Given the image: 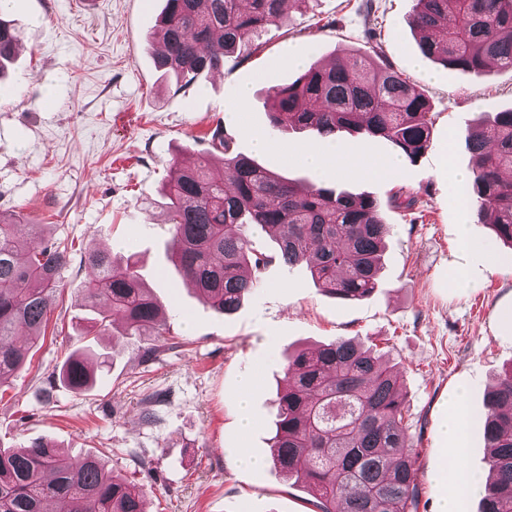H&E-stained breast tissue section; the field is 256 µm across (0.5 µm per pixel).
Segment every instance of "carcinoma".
Returning a JSON list of instances; mask_svg holds the SVG:
<instances>
[{"mask_svg": "<svg viewBox=\"0 0 512 512\" xmlns=\"http://www.w3.org/2000/svg\"><path fill=\"white\" fill-rule=\"evenodd\" d=\"M311 0H165L155 65L188 85L219 69L224 57L259 40L289 3ZM410 15L421 52L444 65L481 75L496 64L512 69V0H413ZM18 32L0 17V77L18 48ZM272 134L309 130L334 140L343 133L380 138L409 161L427 148L434 114L424 94L381 54L358 53L325 66L312 63L295 81L271 90ZM224 169L205 159L176 165L165 183L172 255L185 280L214 311L236 312L261 287L260 274L278 261L303 266L326 294L361 300L378 287L382 245L390 226L369 195L283 178L232 148ZM470 199L478 222L512 247V108L467 129ZM272 234L277 249L257 253L244 228ZM49 225L0 212V384L21 373L26 350L46 328L50 304L70 260L65 244H41ZM36 243L19 257V241ZM81 263L85 299L107 314L87 332L119 325L125 336H161L162 305L132 258L93 245ZM46 381L83 390L95 377L90 358L74 354ZM400 377L386 353L337 338L286 358L270 458L282 474L303 480L320 512H418L411 438ZM483 435L493 481L480 512H512V366L487 393ZM0 512H145L143 487L88 456L75 462L61 446L36 439L0 449Z\"/></svg>", "mask_w": 512, "mask_h": 512, "instance_id": "obj_1", "label": "carcinoma"}]
</instances>
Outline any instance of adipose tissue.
<instances>
[{"label":"adipose tissue","mask_w":512,"mask_h":512,"mask_svg":"<svg viewBox=\"0 0 512 512\" xmlns=\"http://www.w3.org/2000/svg\"><path fill=\"white\" fill-rule=\"evenodd\" d=\"M293 160L324 173L336 174H365L383 176L395 171L399 163L395 160L384 161L374 166L367 163L365 157L349 152L342 144L302 146L292 153ZM451 415L444 420L438 430L440 441H452L448 459L442 460L433 475L440 485H452L449 495L443 496L439 512H465L467 500L483 491L490 478L489 472H471L464 464L466 448L462 440V432L470 419L463 392H454L449 398Z\"/></svg>","instance_id":"obj_1"}]
</instances>
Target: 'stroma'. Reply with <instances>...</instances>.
I'll use <instances>...</instances> for the list:
<instances>
[{
	"instance_id": "1",
	"label": "stroma",
	"mask_w": 512,
	"mask_h": 512,
	"mask_svg": "<svg viewBox=\"0 0 512 512\" xmlns=\"http://www.w3.org/2000/svg\"><path fill=\"white\" fill-rule=\"evenodd\" d=\"M359 4L316 0L309 12L291 6L258 51L225 57L221 70L182 86L156 68L148 45L164 0H99L91 13L79 0H14L7 17L20 47L0 78V212L49 225V238L70 245L71 263L26 370L0 386V448L44 439L75 460L99 457L144 486L149 512H318L307 485L268 462L277 393L288 352L347 337L387 348L402 378L418 512H439L442 489L430 474L442 456L443 402L456 388H465L474 415L466 464L487 468L480 420L489 388L512 367V328L499 321L512 306V272L461 254L459 226L467 224L502 262L512 261V248L476 215L462 217L448 172L470 169L468 125L512 107V69L477 77L444 67L419 49L409 25L412 0H375L369 13ZM290 47L324 64L381 52L429 99L436 114L429 146L381 179L321 175L287 158L286 150L316 141L307 132L270 133L269 90L300 74L282 62ZM242 84L251 85L252 96L239 124H226L224 107ZM216 128L237 152L282 176L378 200L391 231L372 295L340 302L306 269L275 263L236 313L225 316L203 302L170 260L160 188L172 159L191 164L204 157L222 167L224 152L211 143ZM257 134L270 136L268 151L254 149ZM400 189L416 197L413 210L389 206ZM92 244L137 261L161 302L166 332L152 359L142 358L136 338L105 332L79 341L90 315L79 259ZM461 265L473 284L450 287ZM87 345L107 358L97 385L84 392L48 386L49 373ZM249 370L256 376V425L244 435L235 392ZM147 398L148 420L141 415ZM242 447L265 457V466L242 470Z\"/></svg>"
}]
</instances>
